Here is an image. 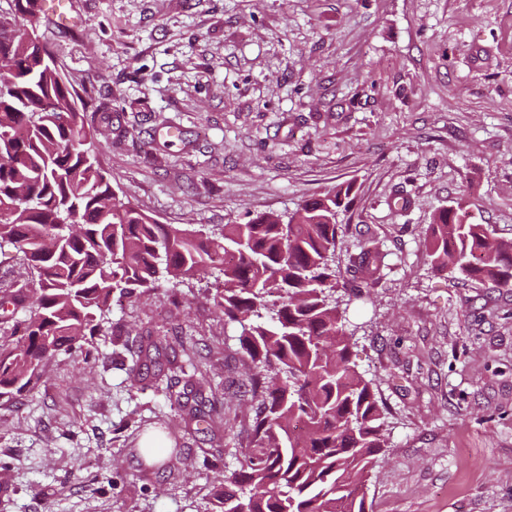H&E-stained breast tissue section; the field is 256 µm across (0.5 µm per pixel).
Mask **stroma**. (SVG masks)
I'll return each mask as SVG.
<instances>
[{
	"mask_svg": "<svg viewBox=\"0 0 512 512\" xmlns=\"http://www.w3.org/2000/svg\"><path fill=\"white\" fill-rule=\"evenodd\" d=\"M39 15L113 187L159 223L217 232L353 184L336 272L370 283L345 319L386 408L366 501L512 512V291L434 273L423 245L457 204L512 240V0H39ZM217 277L114 297L93 358L60 353L0 399V512H205L252 416ZM177 380L224 423L171 400ZM157 431L177 478L139 450Z\"/></svg>",
	"mask_w": 512,
	"mask_h": 512,
	"instance_id": "obj_1",
	"label": "stroma"
}]
</instances>
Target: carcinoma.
<instances>
[{
  "mask_svg": "<svg viewBox=\"0 0 512 512\" xmlns=\"http://www.w3.org/2000/svg\"><path fill=\"white\" fill-rule=\"evenodd\" d=\"M39 25L37 0L0 9V245L32 283L0 298L13 306L0 321V398L35 386L62 350L90 355L115 292L218 268L214 299L241 325L257 405L250 447L216 477L210 512H369L385 408L350 359L334 268L336 211L353 185L303 203L286 231L271 214L217 233L158 223L112 187L85 103L43 65ZM424 246L436 271L512 288V241L462 205L438 210Z\"/></svg>",
  "mask_w": 512,
  "mask_h": 512,
  "instance_id": "obj_1",
  "label": "carcinoma"
}]
</instances>
